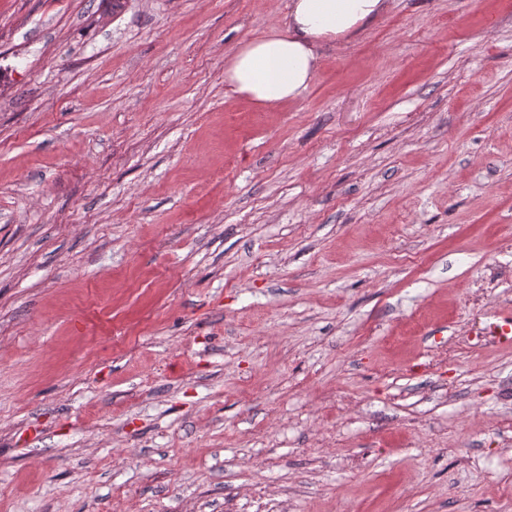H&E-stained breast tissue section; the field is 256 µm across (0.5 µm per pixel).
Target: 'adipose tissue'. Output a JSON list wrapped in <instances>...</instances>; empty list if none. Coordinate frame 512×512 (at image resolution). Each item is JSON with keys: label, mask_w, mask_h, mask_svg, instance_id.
<instances>
[{"label": "adipose tissue", "mask_w": 512, "mask_h": 512, "mask_svg": "<svg viewBox=\"0 0 512 512\" xmlns=\"http://www.w3.org/2000/svg\"><path fill=\"white\" fill-rule=\"evenodd\" d=\"M395 0H288L277 29L243 42L224 62V82L260 107L297 100L310 86L324 47L346 43Z\"/></svg>", "instance_id": "ef3b65f1"}]
</instances>
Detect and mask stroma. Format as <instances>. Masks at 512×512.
<instances>
[{
    "mask_svg": "<svg viewBox=\"0 0 512 512\" xmlns=\"http://www.w3.org/2000/svg\"><path fill=\"white\" fill-rule=\"evenodd\" d=\"M287 3L0 0V512H512V0ZM396 0H289L277 29L243 42L224 62V84L260 107L297 100L322 62V49L346 43Z\"/></svg>",
    "mask_w": 512,
    "mask_h": 512,
    "instance_id": "1",
    "label": "stroma"
}]
</instances>
